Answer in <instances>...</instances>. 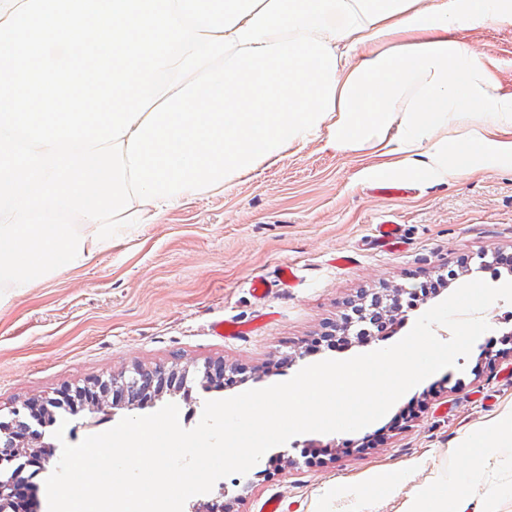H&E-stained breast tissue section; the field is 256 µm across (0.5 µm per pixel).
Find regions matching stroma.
Returning a JSON list of instances; mask_svg holds the SVG:
<instances>
[{
    "label": "stroma",
    "mask_w": 512,
    "mask_h": 512,
    "mask_svg": "<svg viewBox=\"0 0 512 512\" xmlns=\"http://www.w3.org/2000/svg\"><path fill=\"white\" fill-rule=\"evenodd\" d=\"M474 56L491 65L502 93H512V23L491 21L460 32ZM370 149L334 151L321 141L287 150L222 193L207 192L155 224H124L111 248L85 266L36 279L18 297L0 295V407L54 396L139 363L221 360L237 369L235 385L163 394L149 403L180 409L183 428L200 421L205 401L263 388L325 359L345 360L388 347L389 339L351 340L343 351L316 346L361 293L416 288L469 259L470 271L408 311L406 335L429 307L459 285L490 280L478 253H512V160L448 182L410 172L369 174ZM405 195L390 194V187ZM402 224L405 245L377 249L376 224ZM352 256L336 266L338 253ZM290 265L298 284L282 287ZM266 292L256 299L251 283ZM490 329L468 357L407 391L388 416L356 432L305 433L267 451L253 474L222 478L234 512H259L276 495L292 512H345L357 496L370 512H411L422 493L454 474L481 512H512V447L495 448L489 466L475 462L473 437L512 414V356L494 364L482 347L512 331V303L484 312ZM246 325L218 336V322ZM386 472L391 487L374 485Z\"/></svg>",
    "instance_id": "1"
}]
</instances>
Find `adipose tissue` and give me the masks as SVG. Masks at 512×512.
Masks as SVG:
<instances>
[{"instance_id":"1","label":"adipose tissue","mask_w":512,"mask_h":512,"mask_svg":"<svg viewBox=\"0 0 512 512\" xmlns=\"http://www.w3.org/2000/svg\"><path fill=\"white\" fill-rule=\"evenodd\" d=\"M490 21L512 0H0V288L311 140L419 179L512 159V94L454 37Z\"/></svg>"}]
</instances>
